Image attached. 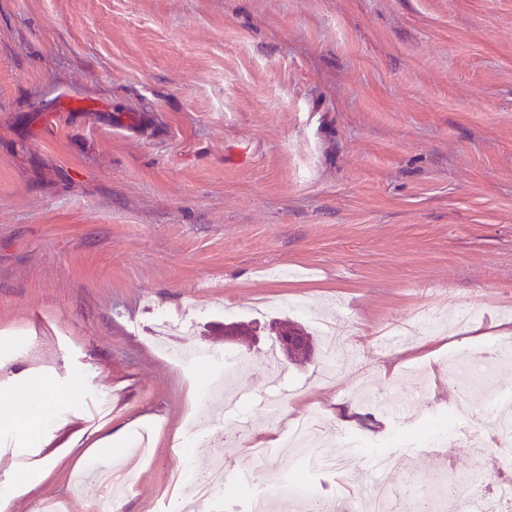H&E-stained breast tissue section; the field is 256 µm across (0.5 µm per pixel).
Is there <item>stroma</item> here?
<instances>
[{
	"mask_svg": "<svg viewBox=\"0 0 512 512\" xmlns=\"http://www.w3.org/2000/svg\"><path fill=\"white\" fill-rule=\"evenodd\" d=\"M160 310L181 332L157 334ZM283 319L314 355L270 375ZM240 322L254 336L225 339ZM505 327L512 0H0V413L39 378L83 434L23 448L0 429V484L31 485L0 512H107L73 484L105 460L140 481L119 512H158L219 456L203 512H242L245 472L297 482L308 512L309 488L371 485L380 453L422 496L439 465L417 438L449 419L471 430L441 447L459 491L488 460L512 476L489 406L512 359L466 368ZM209 376L234 407L198 402ZM423 382L429 404L406 410ZM311 407L320 455L359 440L345 472L258 463L252 440Z\"/></svg>",
	"mask_w": 512,
	"mask_h": 512,
	"instance_id": "obj_1",
	"label": "stroma"
}]
</instances>
